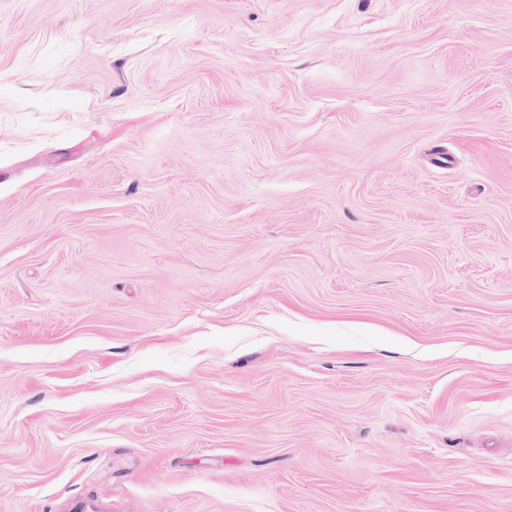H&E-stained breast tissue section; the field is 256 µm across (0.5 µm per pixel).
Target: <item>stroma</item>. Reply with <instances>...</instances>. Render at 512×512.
Masks as SVG:
<instances>
[{
	"label": "stroma",
	"mask_w": 512,
	"mask_h": 512,
	"mask_svg": "<svg viewBox=\"0 0 512 512\" xmlns=\"http://www.w3.org/2000/svg\"><path fill=\"white\" fill-rule=\"evenodd\" d=\"M0 512H512V0H0Z\"/></svg>",
	"instance_id": "stroma-1"
}]
</instances>
